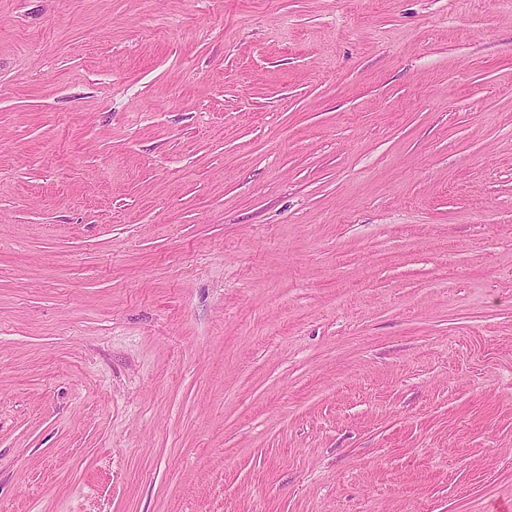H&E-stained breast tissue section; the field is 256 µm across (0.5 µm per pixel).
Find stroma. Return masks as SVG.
<instances>
[{
    "instance_id": "obj_1",
    "label": "stroma",
    "mask_w": 512,
    "mask_h": 512,
    "mask_svg": "<svg viewBox=\"0 0 512 512\" xmlns=\"http://www.w3.org/2000/svg\"><path fill=\"white\" fill-rule=\"evenodd\" d=\"M509 503L505 0H0V512Z\"/></svg>"
}]
</instances>
